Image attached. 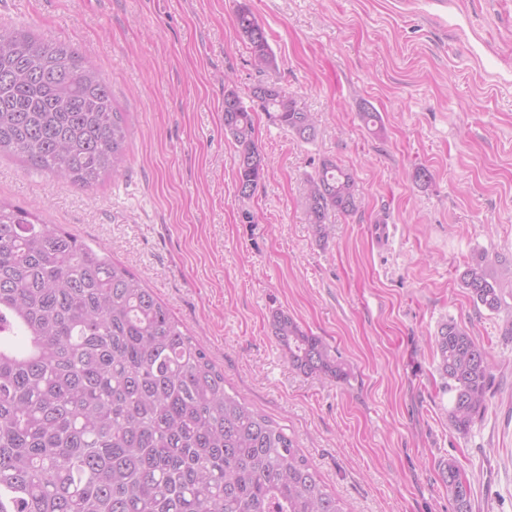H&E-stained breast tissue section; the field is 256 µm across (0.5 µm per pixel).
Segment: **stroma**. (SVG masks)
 I'll return each instance as SVG.
<instances>
[{
  "mask_svg": "<svg viewBox=\"0 0 512 512\" xmlns=\"http://www.w3.org/2000/svg\"><path fill=\"white\" fill-rule=\"evenodd\" d=\"M242 1L276 69L252 66ZM0 24L90 51L129 128L116 180L82 189L5 155L0 197L140 275L348 512H455L449 462L471 512H512V284L492 313L460 280L475 252L512 260V0H0ZM228 76L243 97L276 82L318 118L304 143L256 112L269 176L248 199L224 135ZM370 106L381 133L360 119ZM325 158L354 173L360 204L323 237L302 198ZM277 311L321 337L347 379L295 369ZM449 320L495 377L465 434L431 346ZM443 481L453 496L456 512H470V487L455 464L449 462L442 470Z\"/></svg>",
  "mask_w": 512,
  "mask_h": 512,
  "instance_id": "35a3bbf8",
  "label": "stroma"
}]
</instances>
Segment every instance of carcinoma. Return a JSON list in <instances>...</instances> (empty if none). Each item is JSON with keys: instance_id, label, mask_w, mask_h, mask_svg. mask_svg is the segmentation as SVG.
<instances>
[{"instance_id": "obj_1", "label": "carcinoma", "mask_w": 512, "mask_h": 512, "mask_svg": "<svg viewBox=\"0 0 512 512\" xmlns=\"http://www.w3.org/2000/svg\"><path fill=\"white\" fill-rule=\"evenodd\" d=\"M238 33L260 72L276 67L264 26L246 4ZM224 101V132L237 149L238 193L268 176L253 108ZM249 99L303 141L316 116L276 83ZM127 127L110 82L87 55L0 25V153L35 172L89 188L119 176ZM354 174L323 159L303 206L326 235L329 213L357 210ZM473 300L501 309L512 262L477 253L461 273ZM289 362L342 381L348 372L319 336L288 314L272 316ZM452 393L448 420L467 432L485 407L493 374L483 347L453 321L433 340ZM456 512H471L455 464L442 470ZM0 512H346L284 428L224 386V371L125 266L31 209L0 199Z\"/></svg>"}]
</instances>
